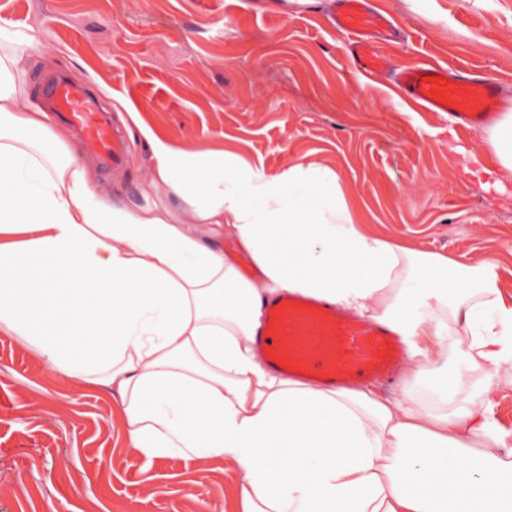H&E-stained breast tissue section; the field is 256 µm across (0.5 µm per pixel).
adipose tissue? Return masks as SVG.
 <instances>
[{
    "mask_svg": "<svg viewBox=\"0 0 512 512\" xmlns=\"http://www.w3.org/2000/svg\"><path fill=\"white\" fill-rule=\"evenodd\" d=\"M0 335L119 399L146 459L228 463L240 512H512V298L462 264L357 223L310 161L233 173L224 154L148 135L149 205L118 210L29 95L0 27ZM174 198L155 205L158 196ZM257 269L245 277L225 242ZM297 292L409 340L392 395L270 371L252 345L269 296Z\"/></svg>",
    "mask_w": 512,
    "mask_h": 512,
    "instance_id": "adipose-tissue-1",
    "label": "adipose tissue"
}]
</instances>
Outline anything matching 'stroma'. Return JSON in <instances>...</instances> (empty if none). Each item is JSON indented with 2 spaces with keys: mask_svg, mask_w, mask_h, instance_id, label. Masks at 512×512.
Here are the masks:
<instances>
[{
  "mask_svg": "<svg viewBox=\"0 0 512 512\" xmlns=\"http://www.w3.org/2000/svg\"><path fill=\"white\" fill-rule=\"evenodd\" d=\"M334 0H0V26L33 32L22 56L38 103L57 70L97 87L129 130L127 171L99 174L116 207L142 206L145 130L181 147L225 151L279 174L310 158L336 172L360 223L475 265L498 259L512 294V177L492 158L462 171L454 129L392 82L367 78L330 22ZM403 28L386 46L401 66L439 64L497 83L512 111V0H372ZM118 401L57 375L0 335V512H211L236 482L205 459L152 461L126 448Z\"/></svg>",
  "mask_w": 512,
  "mask_h": 512,
  "instance_id": "stroma-1",
  "label": "stroma"
}]
</instances>
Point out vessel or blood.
I'll use <instances>...</instances> for the list:
<instances>
[{
	"label": "vessel or blood",
	"instance_id": "vessel-or-blood-1",
	"mask_svg": "<svg viewBox=\"0 0 512 512\" xmlns=\"http://www.w3.org/2000/svg\"><path fill=\"white\" fill-rule=\"evenodd\" d=\"M336 25L350 36L351 53L363 72L393 79L427 110L448 113L470 130L482 128L499 111L500 92L492 82L453 75L436 64L394 67L380 46L399 40L400 31L366 0H338ZM42 100L49 112L76 132L84 154L108 171L125 166V135L87 86L58 75L45 81ZM255 344L271 369L336 388L355 381L390 380L404 351L388 325L292 293L269 299Z\"/></svg>",
	"mask_w": 512,
	"mask_h": 512
}]
</instances>
